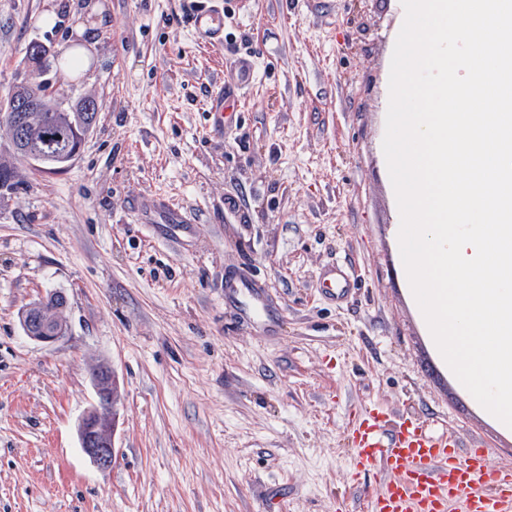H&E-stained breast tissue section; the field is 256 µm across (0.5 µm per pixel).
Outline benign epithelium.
<instances>
[{
  "mask_svg": "<svg viewBox=\"0 0 512 512\" xmlns=\"http://www.w3.org/2000/svg\"><path fill=\"white\" fill-rule=\"evenodd\" d=\"M44 102L32 91V83L25 81L17 89L0 97V123L11 131V141L18 140L22 112H43ZM24 158L33 168L47 171L64 170L79 155L80 147L71 146L60 138L50 144L48 138L35 124L30 125ZM66 307L65 297L59 292L51 293L42 303L29 306L21 312V325L25 334L42 344L61 341L65 335V326L57 325L51 313L62 311ZM97 403L86 410L79 418L77 434L84 454L99 468L112 466L114 454V431L116 426L115 399L117 385L112 369L107 366L98 368L93 376Z\"/></svg>",
  "mask_w": 512,
  "mask_h": 512,
  "instance_id": "7a95c632",
  "label": "benign epithelium"
}]
</instances>
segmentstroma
Segmentation results:
<instances>
[{
  "label": "stroma",
  "mask_w": 512,
  "mask_h": 512,
  "mask_svg": "<svg viewBox=\"0 0 512 512\" xmlns=\"http://www.w3.org/2000/svg\"><path fill=\"white\" fill-rule=\"evenodd\" d=\"M196 2L0 0V95L37 40L55 52L47 94L100 104L66 170L19 164L0 193V512H266L278 497L367 512L381 476L354 475L350 434L375 405L512 466V437L431 354L390 242L392 0H223L212 44L189 25ZM96 21V57L67 72L64 41ZM220 88L240 104L219 133ZM141 196L186 223L142 216ZM334 267L355 279L347 298L322 293ZM239 276L272 321L225 295ZM53 291L68 332L43 345L19 313ZM102 364L118 391L107 470L76 432Z\"/></svg>",
  "instance_id": "stroma-1"
}]
</instances>
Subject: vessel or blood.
<instances>
[{
    "mask_svg": "<svg viewBox=\"0 0 512 512\" xmlns=\"http://www.w3.org/2000/svg\"><path fill=\"white\" fill-rule=\"evenodd\" d=\"M189 23L206 39L224 38V10L212 0ZM226 290L241 296L252 315H266L256 284L242 279ZM353 444V470L384 476L370 512H512L511 467L489 469L482 449L462 447L412 419L392 428L384 409L372 407L356 422Z\"/></svg>",
    "mask_w": 512,
    "mask_h": 512,
    "instance_id": "1",
    "label": "vessel or blood"
}]
</instances>
